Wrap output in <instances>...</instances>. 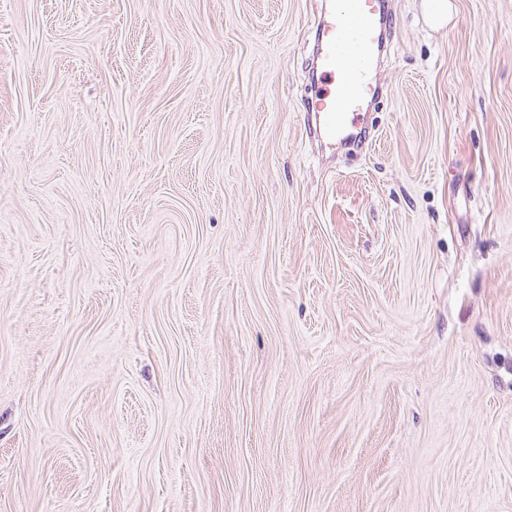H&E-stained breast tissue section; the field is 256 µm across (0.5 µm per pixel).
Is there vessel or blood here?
Wrapping results in <instances>:
<instances>
[{"label": "vessel or blood", "instance_id": "vessel-or-blood-1", "mask_svg": "<svg viewBox=\"0 0 512 512\" xmlns=\"http://www.w3.org/2000/svg\"><path fill=\"white\" fill-rule=\"evenodd\" d=\"M385 11V0H347L344 10L327 15L319 25L314 63L324 84L315 88L310 105L328 140L350 138L359 127L366 102L379 93L374 63ZM353 31L359 35L360 51L349 61L342 47Z\"/></svg>", "mask_w": 512, "mask_h": 512}]
</instances>
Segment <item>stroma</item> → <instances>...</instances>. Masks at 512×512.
Segmentation results:
<instances>
[{"label": "stroma", "mask_w": 512, "mask_h": 512, "mask_svg": "<svg viewBox=\"0 0 512 512\" xmlns=\"http://www.w3.org/2000/svg\"><path fill=\"white\" fill-rule=\"evenodd\" d=\"M0 0V512H512V0ZM385 1L347 0L346 9L330 13L319 25L314 67L326 84L317 83L310 105L323 137L333 142L353 136L366 102L379 94L374 63L381 47ZM354 21L359 24L360 51L348 61L342 47ZM450 12L447 0H427L424 3L425 17L433 27H444L450 19Z\"/></svg>", "instance_id": "stroma-1"}]
</instances>
